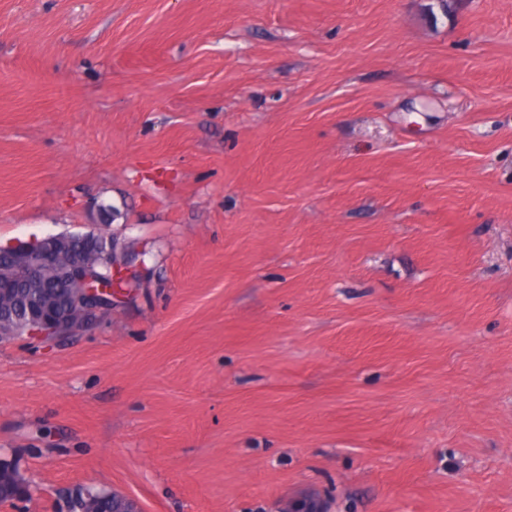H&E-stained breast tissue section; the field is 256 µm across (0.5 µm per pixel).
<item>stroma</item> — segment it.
Masks as SVG:
<instances>
[{"instance_id":"stroma-1","label":"stroma","mask_w":512,"mask_h":512,"mask_svg":"<svg viewBox=\"0 0 512 512\" xmlns=\"http://www.w3.org/2000/svg\"><path fill=\"white\" fill-rule=\"evenodd\" d=\"M437 5L0 0V245L151 270L0 342V512H512V0Z\"/></svg>"}]
</instances>
